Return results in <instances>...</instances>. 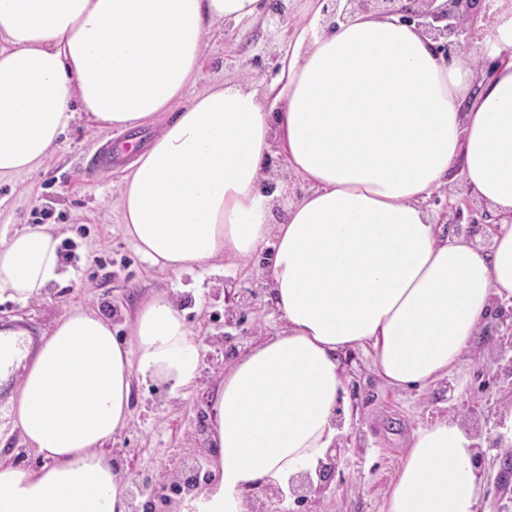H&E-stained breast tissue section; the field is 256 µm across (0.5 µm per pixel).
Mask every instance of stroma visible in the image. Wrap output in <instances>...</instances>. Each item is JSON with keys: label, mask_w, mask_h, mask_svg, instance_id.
Listing matches in <instances>:
<instances>
[{"label": "stroma", "mask_w": 512, "mask_h": 512, "mask_svg": "<svg viewBox=\"0 0 512 512\" xmlns=\"http://www.w3.org/2000/svg\"><path fill=\"white\" fill-rule=\"evenodd\" d=\"M294 43V31L280 22L272 6H265L258 18L221 26L209 35L195 86L245 76L262 94L267 109L275 110L280 61ZM165 121L161 115L151 124L121 130L75 120L37 170L0 181V234L36 223L44 212L63 240L75 245L72 255L60 258L63 282L27 303L0 304L1 328L26 331L33 351L65 310L84 306L125 338L142 303L166 289L177 295L199 344V375L179 394L132 383L128 422L105 446L128 476L147 470L159 474L180 460H193L206 443L211 392L225 368L282 327L260 260L227 270L192 268L174 275L140 257L125 235L118 196L126 169L121 164L104 167L100 151L130 139L148 146ZM264 175L277 191L270 221L285 223L289 208L310 186L274 152L265 159ZM425 207L441 224L443 236L463 238L482 249L491 246V211L475 196H468L458 213L441 194L430 197ZM344 365L348 382L339 409L349 413L352 431L332 450L335 467L326 496L320 503L302 506L286 498L284 512H380L413 431L445 417L467 423L479 439V512H512V479L496 481L503 461L498 443L501 413L512 406L511 304L498 306L477 334L472 351L427 389L385 386L359 350L349 352ZM14 387L11 381L0 384V461L36 469L42 460L22 444L14 424L9 402Z\"/></svg>", "instance_id": "1"}]
</instances>
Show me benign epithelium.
<instances>
[{"mask_svg": "<svg viewBox=\"0 0 512 512\" xmlns=\"http://www.w3.org/2000/svg\"><path fill=\"white\" fill-rule=\"evenodd\" d=\"M485 2L487 0H325L322 24L327 30L336 29L361 12H374L384 17L399 15L435 42L436 50L449 56L451 51H460L478 38V14L489 9ZM161 479L176 492L183 487L197 490L206 484L195 467L168 471ZM151 482V477L144 478V484ZM144 484L129 491L131 512H170L173 499L153 487L145 488ZM326 489V485L314 484L309 474L303 473L291 480L286 492L271 484H254L245 494V504L248 512L258 509L276 512L273 506L281 503L288 494L297 503L312 498L319 501L325 497Z\"/></svg>", "mask_w": 512, "mask_h": 512, "instance_id": "7a95c632", "label": "benign epithelium"}]
</instances>
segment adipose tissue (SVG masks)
I'll use <instances>...</instances> for the list:
<instances>
[{
	"label": "adipose tissue",
	"instance_id": "1",
	"mask_svg": "<svg viewBox=\"0 0 512 512\" xmlns=\"http://www.w3.org/2000/svg\"><path fill=\"white\" fill-rule=\"evenodd\" d=\"M262 0H0V180L37 169L76 114L106 129L170 118L122 183L125 234L172 273L261 254L284 323L228 367L211 399V477L175 512H247L245 487L317 474L341 430L344 355L368 353L389 386L422 389L512 300V12L484 28L493 73L445 61L415 25L356 15L284 60L277 111L244 83L189 94L208 32L260 16ZM311 190L273 225L271 152ZM462 168L498 230L489 250L441 239L424 208ZM60 238L37 224L0 235V302L63 278ZM199 348L162 291L117 339L72 309L36 355L0 331V381L39 469L0 463V512H130L102 448L127 423L133 379L192 385ZM476 441L456 419L420 426L382 512H477Z\"/></svg>",
	"mask_w": 512,
	"mask_h": 512
}]
</instances>
